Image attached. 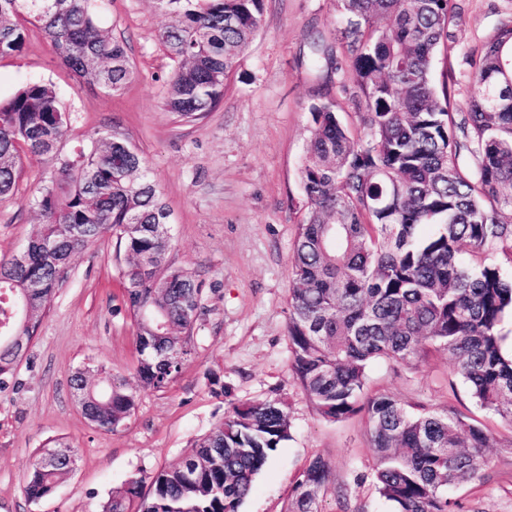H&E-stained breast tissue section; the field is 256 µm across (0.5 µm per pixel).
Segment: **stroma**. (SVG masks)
<instances>
[{
  "instance_id": "35a3bbf8",
  "label": "stroma",
  "mask_w": 512,
  "mask_h": 512,
  "mask_svg": "<svg viewBox=\"0 0 512 512\" xmlns=\"http://www.w3.org/2000/svg\"><path fill=\"white\" fill-rule=\"evenodd\" d=\"M449 30L453 51L436 60L449 71L453 111L467 109V56L502 22L512 0H456ZM335 0H265L263 23L237 63L224 99L210 113L181 122L163 109L172 69L156 39L164 16L153 0H109L104 16L127 43L134 75L109 96L76 81L50 42L31 31L20 55L0 58V98L29 81L52 82L76 115L69 143L120 125L142 150L172 214L168 255L204 284L191 357L166 388L142 393L132 418L116 431L95 427L70 388L72 369L105 363L133 380L137 347L129 318L115 313L122 284L115 242L101 238L75 255L15 377L0 389V512H97L113 488L135 475L175 465L224 417L227 405L209 386L218 372L235 400L278 398L292 437L255 480L242 512H284L294 482L314 456L331 469L323 512H391L371 473L375 452L365 415L344 422L320 417L291 371L287 336L290 256L302 199L298 173L308 144L309 108L341 99L344 73L309 63L312 39L332 41ZM48 169L24 163L20 201L0 204V258L23 248L37 217L23 203ZM367 395L388 394L405 408L455 410L490 432L495 445L479 478L453 496L463 512H512V427L479 408L443 349L409 366L374 361ZM52 440L67 443L75 467L48 497L29 501L22 490L31 456Z\"/></svg>"
}]
</instances>
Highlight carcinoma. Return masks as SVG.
<instances>
[{
    "instance_id": "cac0c4a2",
    "label": "carcinoma",
    "mask_w": 512,
    "mask_h": 512,
    "mask_svg": "<svg viewBox=\"0 0 512 512\" xmlns=\"http://www.w3.org/2000/svg\"><path fill=\"white\" fill-rule=\"evenodd\" d=\"M105 0H0V58L21 53L26 24L41 30L79 82L109 95L132 75L126 43L105 26ZM165 16L157 40L174 68L164 110L191 122L224 98L234 67L262 24L264 0H154ZM336 46L349 69L345 101L363 136L350 137L333 99L310 108L299 172L305 215L290 258L287 334L291 370L330 422L367 416L376 453L373 481L394 512H461L455 485L487 464L493 436L457 412H413L380 394L362 399L372 361L411 365L428 348L454 358L484 410L512 427V355L501 324L512 314V20L469 65L468 111H450L448 81L434 62L448 53L452 0H336ZM330 61L311 46L310 64ZM75 120L55 88L30 82L0 101V202L16 197L24 159L50 169L26 199L38 219L27 262L0 259V387L14 377L77 253L116 240L122 298L132 322L137 384L103 363L82 366L70 385L85 417L117 429L139 395L166 387L189 360L203 284L168 261L170 210L137 145L120 128L66 147ZM43 295L30 303V280ZM292 423L278 399L228 402L224 421L176 465L132 476L100 512H241L256 476ZM29 463L24 492L39 500L67 476ZM330 479L314 457L285 512H322Z\"/></svg>"
}]
</instances>
